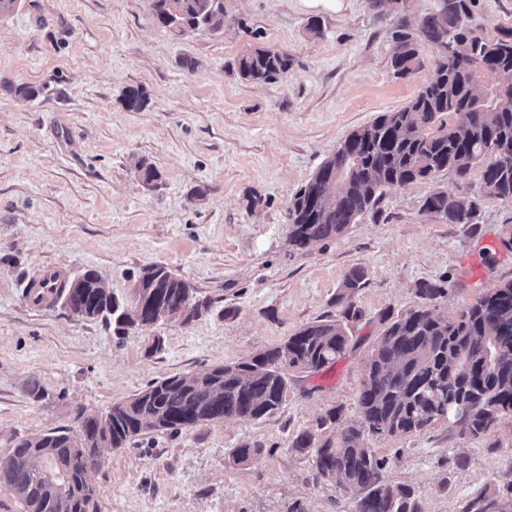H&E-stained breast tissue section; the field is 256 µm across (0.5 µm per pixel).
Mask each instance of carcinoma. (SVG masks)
Returning <instances> with one entry per match:
<instances>
[{
  "mask_svg": "<svg viewBox=\"0 0 512 512\" xmlns=\"http://www.w3.org/2000/svg\"><path fill=\"white\" fill-rule=\"evenodd\" d=\"M472 0H437L418 33L406 21L392 34L390 65L407 77L422 67L421 44L450 46L454 56H438L431 77L404 106L383 112L351 132L346 150L327 157L287 208L288 245L303 249L335 240L349 225L379 212L386 189L432 181L448 172L464 181L480 169L481 191L512 203V29L487 38L462 17ZM153 21L176 37L199 30H224L229 15L224 0H151ZM288 54L256 48L230 66L236 77L272 83L288 75ZM480 71L484 83H474ZM21 101L39 97L44 88L3 84ZM451 121H445V117ZM143 184L158 186L160 172L146 160L135 164ZM345 178L333 180L336 171ZM422 210L446 224L477 228L479 198L446 189L430 193ZM366 273L351 270L336 305L341 319L309 322L277 346L241 361L204 372L179 373L154 380L129 399L112 405L104 425L88 415L82 437L57 431L23 436L12 442L0 483L23 503L25 512H94L93 486L85 473L70 467L88 448H124L134 438L169 429L222 423L226 419L265 420L286 401L291 372H318L337 363L352 346L344 321L363 311L354 298L365 287ZM194 288L164 264L143 267L129 295L107 296L117 334L143 323H164V313L186 324L198 313L180 312ZM92 285L66 290L71 311L94 319ZM448 294L439 283L416 285L420 304L400 315L384 314L382 336L365 361L356 395L359 422L341 421L342 408H330L316 425L290 442L295 452L311 457L316 478L334 481L353 492L351 512H421L415 490L392 484L384 476L385 460L369 447L366 435L410 436L446 421L471 439L483 437L502 417L512 415V281L478 296L460 315L442 316L433 301ZM243 442L230 460L241 464L260 454ZM496 495L480 498L466 512H498Z\"/></svg>",
  "mask_w": 512,
  "mask_h": 512,
  "instance_id": "carcinoma-1",
  "label": "carcinoma"
}]
</instances>
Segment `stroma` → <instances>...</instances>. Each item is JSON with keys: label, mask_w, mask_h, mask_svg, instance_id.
Returning <instances> with one entry per match:
<instances>
[{"label": "stroma", "mask_w": 512, "mask_h": 512, "mask_svg": "<svg viewBox=\"0 0 512 512\" xmlns=\"http://www.w3.org/2000/svg\"><path fill=\"white\" fill-rule=\"evenodd\" d=\"M234 23L182 38L155 24L150 0H19L0 17V84L45 86L19 102L0 87V459L13 439L77 426L148 383L200 372L280 343L300 326L336 319L348 272L366 273L349 322L354 346L316 373H291L288 396L267 420L152 433L104 449L90 476L96 512H350L351 496L316 479L290 440L331 407L356 422L365 359L383 311L419 302L415 285L445 281L436 313L460 312L512 280L499 239L512 204L482 196L479 173L387 190L379 218L335 240L290 249L287 208L323 159L354 129L405 105L429 78L396 77L389 59L398 19L409 26L437 0H343L312 10L303 0H224ZM319 20L321 35L309 33ZM472 26L489 38L512 29V0H473ZM288 53L282 80L253 84L229 74L244 50ZM196 61L194 69L184 58ZM144 93L141 108L126 95ZM146 160L157 188L136 172ZM208 186L203 199L195 187ZM480 199L470 232L426 213L434 189ZM162 263L194 288L199 313L116 336L63 302L36 309L26 285L48 265L68 277L96 270L113 295ZM161 351L150 352L153 337ZM260 453L228 459L241 442ZM385 476L413 487L422 512H464L480 496L512 503V416L469 439L447 423L420 435L373 437ZM466 466H458V459Z\"/></svg>", "instance_id": "obj_1"}]
</instances>
